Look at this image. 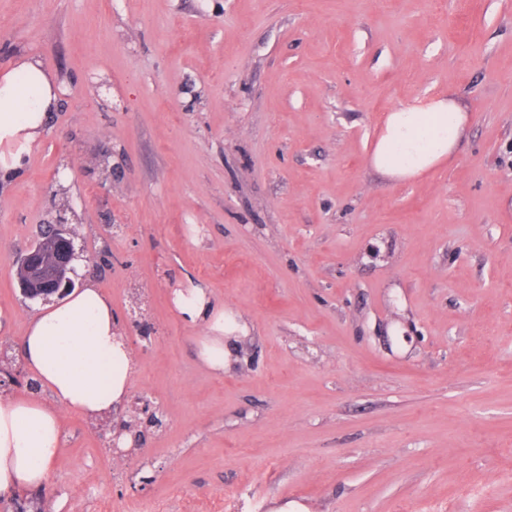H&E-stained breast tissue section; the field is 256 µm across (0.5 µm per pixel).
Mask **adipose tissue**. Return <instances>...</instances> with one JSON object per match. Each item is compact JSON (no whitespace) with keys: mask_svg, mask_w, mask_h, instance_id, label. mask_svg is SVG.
Returning <instances> with one entry per match:
<instances>
[{"mask_svg":"<svg viewBox=\"0 0 512 512\" xmlns=\"http://www.w3.org/2000/svg\"><path fill=\"white\" fill-rule=\"evenodd\" d=\"M57 101L56 85L37 57L0 74V180L20 173ZM467 121L448 94L399 106L384 115L371 161L388 177H418L450 159ZM174 302L185 319L211 326L201 355L211 369L223 370V310L214 309L199 288L176 292ZM22 354L54 401L0 400V498L45 482L61 447V409L105 417L127 398L131 384L132 354L121 338L112 302L92 286L37 307Z\"/></svg>","mask_w":512,"mask_h":512,"instance_id":"1","label":"adipose tissue"}]
</instances>
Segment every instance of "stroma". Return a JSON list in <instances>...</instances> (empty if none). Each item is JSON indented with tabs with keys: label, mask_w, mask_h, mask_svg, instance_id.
<instances>
[{
	"label": "stroma",
	"mask_w": 512,
	"mask_h": 512,
	"mask_svg": "<svg viewBox=\"0 0 512 512\" xmlns=\"http://www.w3.org/2000/svg\"><path fill=\"white\" fill-rule=\"evenodd\" d=\"M28 56L60 105L0 183L9 394L51 398L16 269L65 202L162 419L116 463L62 410L44 512H512V0H0V72ZM441 93L452 157L375 170ZM467 121L449 94L399 106L382 119L373 166L390 178H416L450 159ZM178 312L192 323L210 325L223 336H205L201 355L205 363L214 371L224 369V308L214 309L202 289L195 288L185 293L177 291L174 299Z\"/></svg>",
	"instance_id": "35a3bbf8"
}]
</instances>
